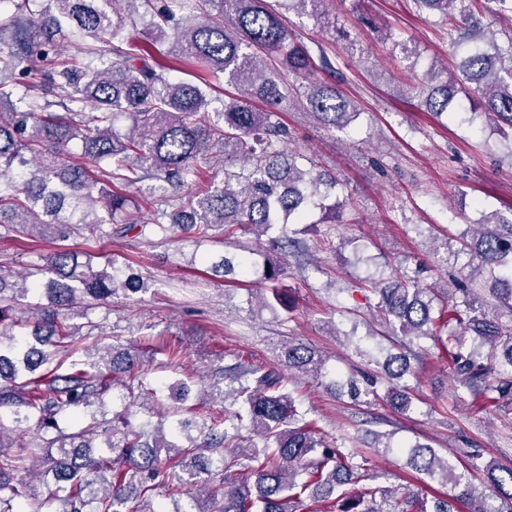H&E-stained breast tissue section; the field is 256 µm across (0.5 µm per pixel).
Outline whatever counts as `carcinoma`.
Wrapping results in <instances>:
<instances>
[{"instance_id": "carcinoma-1", "label": "carcinoma", "mask_w": 512, "mask_h": 512, "mask_svg": "<svg viewBox=\"0 0 512 512\" xmlns=\"http://www.w3.org/2000/svg\"><path fill=\"white\" fill-rule=\"evenodd\" d=\"M330 0H282L284 9L303 12L319 26L335 28ZM471 42L460 64L462 78L437 80L430 73L422 106L442 115L448 104L473 92L486 119L512 129V36L500 44L487 37L474 16L480 0H413ZM68 44L86 59L65 58ZM190 67L193 80L171 77ZM315 62L307 46L285 25L269 0H0V236L23 234L51 240L67 230L86 240L131 232L165 238L177 224L210 227L224 236L259 238L273 226L282 239L271 244L264 278L274 284L284 270L285 249L301 248L288 225L304 224L312 212L336 222L331 195L337 180L318 170L303 153L287 152V131L277 105L288 92L301 94L306 109L326 127L345 126L359 115L356 105L330 82L288 88L282 71L307 76ZM42 76L38 85L23 82ZM235 85L236 97L212 113L216 81ZM25 87L18 96L15 89ZM266 107L258 110L251 100ZM127 123L126 130L115 129ZM81 143L82 160H68L71 142ZM209 150L224 156V179L203 181L197 161ZM60 250L37 266L46 279L12 288L0 273V512H41L42 504L14 476L26 458L9 449L42 451L43 475H52L62 505L58 512H160L150 496L160 489L184 495L177 512H290L309 498L326 502L336 487L355 490L334 499L336 512H393L389 490L368 483L367 458L356 439L335 447L321 439L318 421L300 412L288 379L245 362L234 367L232 390L238 408L224 425L179 418L169 428L136 427L124 415L97 418L96 403L114 390L122 374L139 380L136 360L112 346V356L85 360L68 311L79 298L106 302L140 282L112 258L101 268L97 254ZM464 259V280L478 273L487 295L458 288L444 303L405 273L371 291L389 325L404 336L425 338L448 357V370L482 404L512 407V326L488 318L485 305L512 312V217L495 211L480 231L463 239L454 254ZM46 286L48 304L30 306L34 320L16 315L18 306ZM68 366L53 363L58 351ZM419 358L406 347L386 358V381L410 373ZM288 371L325 376V361L306 345L284 347ZM352 398L379 397L377 379L353 376L332 382ZM400 414L413 409L406 385L387 392ZM64 415L85 424L68 432ZM196 437H191L192 431ZM261 436L258 448L244 444L242 431ZM406 456L412 472L451 485L433 497L432 507L415 494L399 512H451L450 500L470 512H500L472 480L483 475L495 497L512 504V456L482 461L479 448L464 451L462 471L428 445L385 442ZM183 461L192 478L173 483L160 452ZM217 475L204 495L185 489L200 475Z\"/></svg>"}]
</instances>
